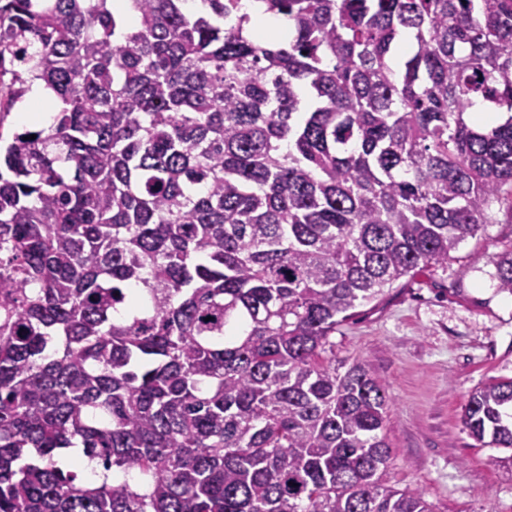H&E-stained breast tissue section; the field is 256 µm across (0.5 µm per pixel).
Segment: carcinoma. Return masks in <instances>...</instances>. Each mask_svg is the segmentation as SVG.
Returning <instances> with one entry per match:
<instances>
[{
	"label": "carcinoma",
	"instance_id": "obj_1",
	"mask_svg": "<svg viewBox=\"0 0 512 512\" xmlns=\"http://www.w3.org/2000/svg\"><path fill=\"white\" fill-rule=\"evenodd\" d=\"M128 2L0 0V101L55 104L0 149V512H431L322 353L512 206V0ZM464 423L512 449V379ZM251 14L254 31L265 33L267 31L286 32L291 27L290 21L285 17H274L265 14L255 0H243Z\"/></svg>",
	"mask_w": 512,
	"mask_h": 512
}]
</instances>
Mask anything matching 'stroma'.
I'll return each instance as SVG.
<instances>
[{"mask_svg": "<svg viewBox=\"0 0 512 512\" xmlns=\"http://www.w3.org/2000/svg\"><path fill=\"white\" fill-rule=\"evenodd\" d=\"M512 252V207L435 266L397 282L337 326L324 357L368 361L390 396L385 486L422 493L432 512H512V450L481 445L463 423L475 390L512 379V295L490 275Z\"/></svg>", "mask_w": 512, "mask_h": 512, "instance_id": "35a3bbf8", "label": "stroma"}]
</instances>
